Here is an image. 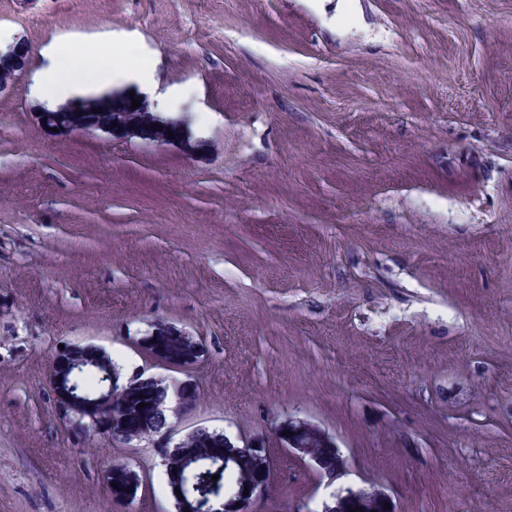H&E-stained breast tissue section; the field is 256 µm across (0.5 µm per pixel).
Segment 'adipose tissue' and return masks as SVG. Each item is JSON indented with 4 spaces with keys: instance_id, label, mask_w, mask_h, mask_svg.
Here are the masks:
<instances>
[{
    "instance_id": "1",
    "label": "adipose tissue",
    "mask_w": 512,
    "mask_h": 512,
    "mask_svg": "<svg viewBox=\"0 0 512 512\" xmlns=\"http://www.w3.org/2000/svg\"><path fill=\"white\" fill-rule=\"evenodd\" d=\"M126 81L152 88L155 83L153 63L145 60L136 65L120 55L113 58L111 64L92 67L72 46L60 45L51 52L50 64L38 83V93L44 101L54 104L90 87L104 88Z\"/></svg>"
}]
</instances>
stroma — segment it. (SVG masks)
Instances as JSON below:
<instances>
[{
    "label": "stroma",
    "instance_id": "1",
    "mask_svg": "<svg viewBox=\"0 0 512 512\" xmlns=\"http://www.w3.org/2000/svg\"><path fill=\"white\" fill-rule=\"evenodd\" d=\"M0 0V512H159L103 471L150 449L74 435L64 341L142 358L161 317L209 354L193 419L261 436L266 512L383 485L395 512H512V0ZM152 56L170 146L36 122L53 44ZM335 436L325 485L274 435Z\"/></svg>",
    "mask_w": 512,
    "mask_h": 512
}]
</instances>
